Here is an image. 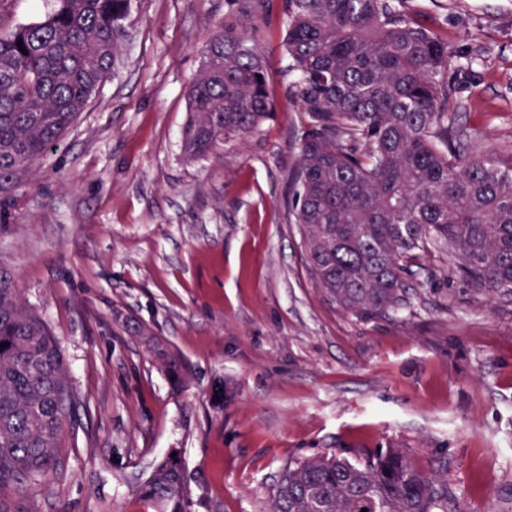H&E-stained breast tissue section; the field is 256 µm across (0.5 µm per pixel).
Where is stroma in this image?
Returning <instances> with one entry per match:
<instances>
[{"label":"stroma","mask_w":512,"mask_h":512,"mask_svg":"<svg viewBox=\"0 0 512 512\" xmlns=\"http://www.w3.org/2000/svg\"><path fill=\"white\" fill-rule=\"evenodd\" d=\"M56 0H0V33ZM448 42L456 128L512 165V0H400ZM229 0H138L122 63L61 141L0 190V267L60 342L73 396L56 475L25 512H153L138 485L183 460L191 512H268L289 466L400 448L462 512H512V291L420 254L401 304L343 310L285 204L308 121L281 16L257 35L277 112L187 160L186 90ZM180 358L155 359L133 327Z\"/></svg>","instance_id":"35a3bbf8"}]
</instances>
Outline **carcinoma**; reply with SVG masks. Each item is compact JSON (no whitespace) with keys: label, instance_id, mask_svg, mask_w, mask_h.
<instances>
[{"label":"carcinoma","instance_id":"obj_1","mask_svg":"<svg viewBox=\"0 0 512 512\" xmlns=\"http://www.w3.org/2000/svg\"><path fill=\"white\" fill-rule=\"evenodd\" d=\"M187 90V159L246 137L275 114L248 31L273 0H233ZM135 0H58L0 34V187L45 156L115 72ZM285 49L309 117L286 198L317 285L371 317L399 306L412 260L446 248L468 279L512 291V167L453 135L448 43L395 0H282ZM22 46H17V43ZM173 372L180 363L147 338ZM72 394L59 342L0 269V512L57 473ZM155 512H190L183 463L166 455L140 484ZM448 482L400 448L288 468L269 512H448Z\"/></svg>","mask_w":512,"mask_h":512}]
</instances>
